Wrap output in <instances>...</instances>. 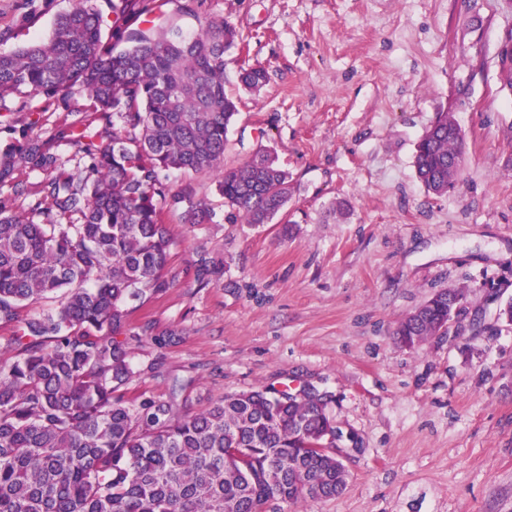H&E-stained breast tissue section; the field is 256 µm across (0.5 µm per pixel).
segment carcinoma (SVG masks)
I'll return each mask as SVG.
<instances>
[{"label":"carcinoma","instance_id":"carcinoma-1","mask_svg":"<svg viewBox=\"0 0 512 512\" xmlns=\"http://www.w3.org/2000/svg\"><path fill=\"white\" fill-rule=\"evenodd\" d=\"M157 0H119L104 38L93 0H76L47 41L0 50V100L40 94L62 102L76 87L87 104L60 136L80 162H60L34 134L0 150V512H267L276 501L302 506L338 495L346 474L317 449L335 436L321 397L290 399L271 389L226 394L194 414L177 390L159 401L121 391L131 376L123 338L130 305L168 288L174 246L161 202L164 170L213 172L231 215L269 224L288 203L290 175L258 152L224 168V146L239 113L224 90V54L238 33L207 21L131 27ZM244 89L266 83L241 69ZM446 112L417 143L414 167L427 191L459 181L463 138ZM40 171L44 178H22ZM191 224L214 213L187 186L172 196ZM423 304L396 334L420 342L452 318L469 316L460 288ZM47 310L23 313L44 301Z\"/></svg>","mask_w":512,"mask_h":512}]
</instances>
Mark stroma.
<instances>
[{"instance_id": "stroma-1", "label": "stroma", "mask_w": 512, "mask_h": 512, "mask_svg": "<svg viewBox=\"0 0 512 512\" xmlns=\"http://www.w3.org/2000/svg\"><path fill=\"white\" fill-rule=\"evenodd\" d=\"M74 0H0V50L47 41ZM227 21L224 56L240 96L224 165L260 150L291 176L274 223L228 222L207 174L167 172L213 211L175 242L165 292L133 314L130 391L197 413L227 394L309 383L362 450L338 496L275 512H512V90L500 52L505 0H167L154 26ZM268 76L244 91L242 64ZM464 132L458 190L419 181L416 144L438 113ZM67 118L39 96L0 101V147L35 123L66 166ZM219 267L196 276L200 257ZM465 291L484 326L462 339L402 344L399 323L434 293Z\"/></svg>"}]
</instances>
